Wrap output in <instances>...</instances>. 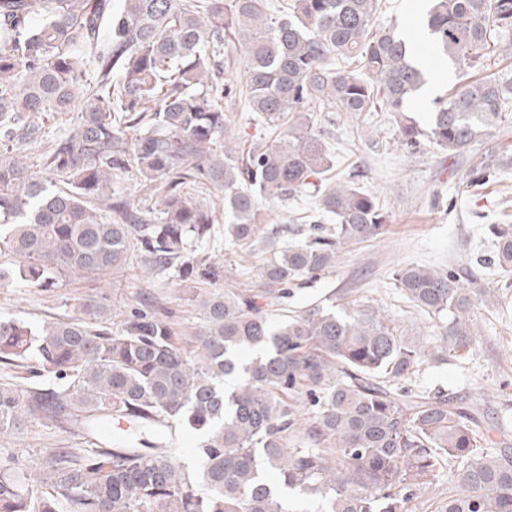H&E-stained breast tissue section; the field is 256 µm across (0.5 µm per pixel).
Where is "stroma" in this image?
<instances>
[{
	"instance_id": "1",
	"label": "stroma",
	"mask_w": 512,
	"mask_h": 512,
	"mask_svg": "<svg viewBox=\"0 0 512 512\" xmlns=\"http://www.w3.org/2000/svg\"><path fill=\"white\" fill-rule=\"evenodd\" d=\"M425 7V0H381L373 27L406 31L421 23ZM312 119L335 157L334 177L356 176L359 186L380 200L390 230L342 252L331 272L294 285L287 298L264 305V313L276 324L332 294L344 293L357 302L389 310L404 334L428 336L442 321L420 311L398 292L395 270L410 264L442 268L467 287L491 290L493 305L480 304L473 311L478 336L469 354L423 366L412 387L486 400L489 437L512 444V274L493 271L486 263L491 253L490 225L505 216L512 218V170L475 190L467 187L465 175L472 157L483 154L488 142H477L469 154L451 159L426 144L415 150L402 145L398 116L393 112L353 117L325 106L314 110ZM184 193L214 212L212 235L199 243L198 250L224 267L223 280L184 288L172 274L147 273L134 257L109 275L74 276L55 288H33L18 278L0 281V317L37 327L75 314L88 296L96 295L106 298L117 313L143 308L159 313L179 336L194 335L202 324L196 295L250 287L262 255L225 235L223 189L190 182ZM315 209L314 197L307 191L288 205L272 206L267 219L291 242L298 223ZM73 442L64 430L34 423L14 438L0 441V453L17 454L25 465L30 461L28 449Z\"/></svg>"
}]
</instances>
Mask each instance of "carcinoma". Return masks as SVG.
Returning <instances> with one entry per match:
<instances>
[{"mask_svg": "<svg viewBox=\"0 0 512 512\" xmlns=\"http://www.w3.org/2000/svg\"><path fill=\"white\" fill-rule=\"evenodd\" d=\"M379 2L291 0L273 16L267 0H122L117 10L112 0H0L1 281L52 288L133 255L182 283L219 280L220 267L195 254L214 216L183 194L189 180L224 189L225 233L265 253L254 287L200 300L204 322L187 341L147 311L114 331L111 306L94 297L37 329L0 318V362L33 361L42 379L0 382V440L42 421L97 438L118 418L141 433L115 448L44 449L28 470L1 455L0 512H296L303 501L317 512H415L447 473L453 488L431 512H512V447H480L482 406L410 388L425 361L470 350V311L491 297L446 270L395 271L410 303L446 318L426 342L345 295L278 324L258 304L388 230L375 196L328 177L335 161L311 102L396 112L404 145L425 140L452 157L495 137L512 112V69L493 71L512 58V0H429L426 40L464 80L434 100L426 130L408 112L430 72L404 36L372 30ZM228 45L246 59L247 108L273 131L248 148L217 104L237 96L221 79ZM77 104L78 122L47 139L41 113ZM45 140L38 173L17 150ZM511 168L512 149L494 146L467 185ZM131 171L155 199L153 223L118 185ZM306 188L336 227L315 223L289 244L264 209ZM492 229L490 263L510 272L512 224ZM168 420L198 433L195 458L160 441Z\"/></svg>", "mask_w": 512, "mask_h": 512, "instance_id": "cac0c4a2", "label": "carcinoma"}]
</instances>
